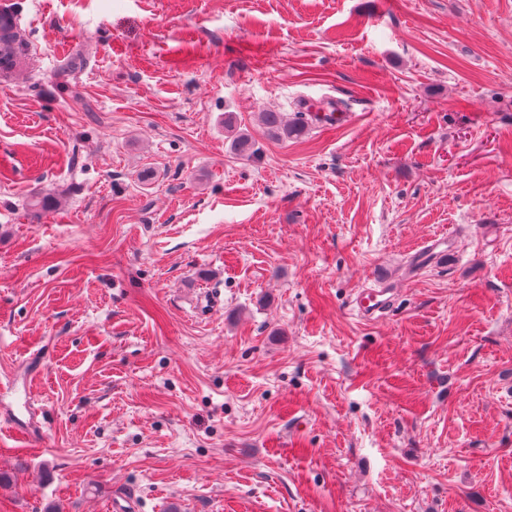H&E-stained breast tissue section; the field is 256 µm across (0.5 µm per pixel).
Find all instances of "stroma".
<instances>
[{
  "label": "stroma",
  "instance_id": "stroma-1",
  "mask_svg": "<svg viewBox=\"0 0 512 512\" xmlns=\"http://www.w3.org/2000/svg\"><path fill=\"white\" fill-rule=\"evenodd\" d=\"M22 7L0 512H512V0ZM260 115L262 124L274 136L288 138L303 133L304 126L284 122L280 112H260ZM374 289L363 290L358 296L356 305L358 313L374 319L385 314L393 300L397 288L393 277L374 276Z\"/></svg>",
  "mask_w": 512,
  "mask_h": 512
}]
</instances>
